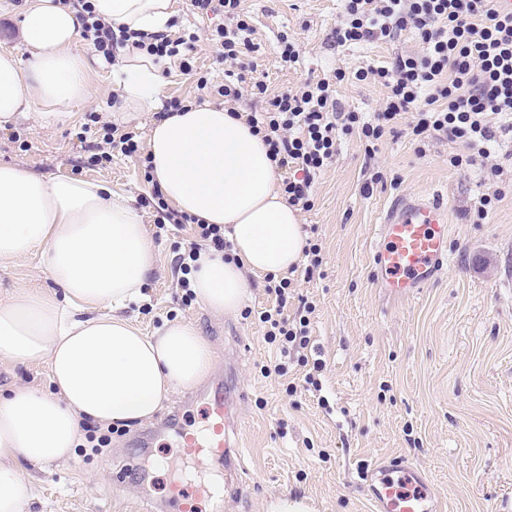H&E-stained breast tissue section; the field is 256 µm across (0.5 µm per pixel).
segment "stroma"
Segmentation results:
<instances>
[{"label": "stroma", "mask_w": 512, "mask_h": 512, "mask_svg": "<svg viewBox=\"0 0 512 512\" xmlns=\"http://www.w3.org/2000/svg\"><path fill=\"white\" fill-rule=\"evenodd\" d=\"M168 30L191 32L196 69L179 58L162 62L160 102L195 99L199 79L224 82L223 62L203 34L207 20L191 0H173ZM28 0H0V50L25 54L21 21ZM343 0H243L242 7L261 45L256 78L269 94L307 80L349 72L338 83L346 108L372 118L386 90L351 74L406 53H421L414 34L388 44L336 45L332 33ZM298 44L296 63L281 65V33ZM111 64L95 66L90 95L68 107L65 120L39 125L36 116L0 126V164L22 163L51 177L71 175L108 183L140 207L153 235L156 268L146 281L144 303L130 314L144 332L181 319L196 327L212 347V376L246 394L238 410L242 468L239 496L223 512H263L273 496L288 493L312 503L315 512H372L362 473L379 459L403 458L421 468L444 504L443 512H512V141L488 145L498 177L472 167L457 170L448 158L458 150L445 137L416 140L406 125L367 158L354 134L341 135L335 160L316 180L314 207L301 222L321 246L320 273L288 290V314L300 300L314 308L309 334L325 363L321 390L306 389L299 352L283 374L263 377L275 348L264 338L258 312L272 307L263 275L249 278L241 310L217 315L199 301H185L177 285L176 259L195 239L193 225L158 233L152 209L143 207L152 185L138 158L114 155L94 165L93 144L102 125L134 130L147 142L152 112L114 114L110 96L119 92ZM381 174L372 192L363 186ZM505 189L483 223H475L480 198ZM442 194L448 213V262L436 279L411 298L388 299L376 281L373 246L393 201ZM56 286L38 257L0 264V302L17 289ZM202 384L178 390L158 412L188 429L204 424ZM150 422L112 433V450L102 455L75 451L65 464L29 468L34 497L27 512H147L135 480L117 482L116 472L135 457Z\"/></svg>", "instance_id": "stroma-1"}]
</instances>
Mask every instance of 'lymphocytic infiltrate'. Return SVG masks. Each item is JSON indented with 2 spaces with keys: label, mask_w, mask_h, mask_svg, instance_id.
<instances>
[{
  "label": "lymphocytic infiltrate",
  "mask_w": 512,
  "mask_h": 512,
  "mask_svg": "<svg viewBox=\"0 0 512 512\" xmlns=\"http://www.w3.org/2000/svg\"><path fill=\"white\" fill-rule=\"evenodd\" d=\"M192 5L198 13L225 17L210 33L218 59L230 65L217 94L235 101L247 89L265 93L262 82H248L244 72L233 69L242 56L258 50L254 29L240 14L241 0H192ZM82 10L81 37L104 58L131 41L154 59L177 57L185 71L193 70L195 36L173 39L165 33L117 32L95 16L89 0H84ZM407 31L424 44V54L401 55L368 72L349 75L339 69L333 79L283 90L270 99L265 111L247 113V124L285 173L282 186L290 206L303 212L313 208V185L337 155L342 132L357 133L365 154L372 155L408 115L417 138L441 134L461 145V152L449 159L460 169L483 164L489 143L512 136V10L502 0H344L333 36L345 46L390 42ZM349 76L359 81L370 78L385 88L384 106L372 119L339 102L336 85ZM196 236L178 260L179 285L184 289L190 286V263L202 250L231 248L219 225H198ZM289 284L285 277L268 281L266 291L276 304L259 314L266 340L284 354L310 344L307 317L292 321L284 314Z\"/></svg>",
  "instance_id": "1"
}]
</instances>
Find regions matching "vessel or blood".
Wrapping results in <instances>:
<instances>
[{
  "label": "vessel or blood",
  "mask_w": 512,
  "mask_h": 512,
  "mask_svg": "<svg viewBox=\"0 0 512 512\" xmlns=\"http://www.w3.org/2000/svg\"><path fill=\"white\" fill-rule=\"evenodd\" d=\"M448 261L445 209L433 200L392 206L380 226L373 250L377 280L393 298L412 297L441 272ZM242 398L225 392L222 381L205 395V426L179 433L183 458L198 466H223L238 453L234 418ZM364 479L376 512H441L426 474L404 459H390L366 469ZM220 486L174 479L168 502L173 512H201L203 501H217Z\"/></svg>",
  "instance_id": "1"
}]
</instances>
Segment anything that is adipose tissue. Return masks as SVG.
Segmentation results:
<instances>
[{
	"label": "adipose tissue",
	"mask_w": 512,
	"mask_h": 512,
	"mask_svg": "<svg viewBox=\"0 0 512 512\" xmlns=\"http://www.w3.org/2000/svg\"><path fill=\"white\" fill-rule=\"evenodd\" d=\"M91 5L113 28L142 34L167 31L174 15L173 0ZM80 27L74 5L29 0L26 58L0 52V124L38 104L59 110L89 95L90 61L70 50ZM113 72L122 89L116 111L158 107L162 76L151 56L124 46ZM147 150L165 199L200 223L220 225L231 243L229 253H201L190 274L206 308L236 313L249 275L277 276L301 261L300 216L245 120L195 104L156 123ZM34 252L64 294L21 288L0 303V362L45 366L51 384L0 393V512H26L33 497L20 462L68 461L86 418L115 426L151 420L213 365L211 346L194 326L176 319L147 336L127 317L145 299L154 245L141 213L107 183L0 164V263Z\"/></svg>",
	"instance_id": "ef3b65f1"
}]
</instances>
